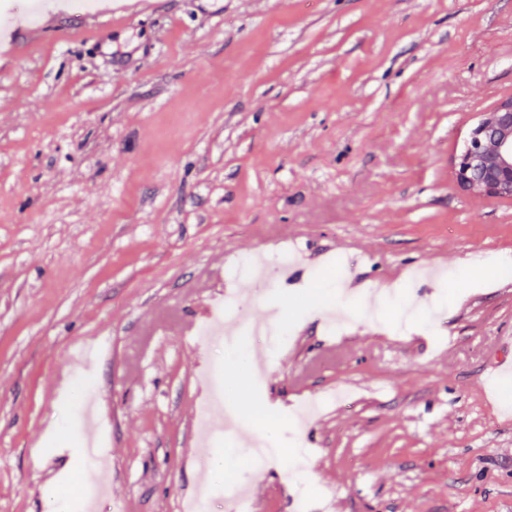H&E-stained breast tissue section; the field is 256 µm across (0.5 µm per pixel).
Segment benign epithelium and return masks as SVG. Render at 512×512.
Segmentation results:
<instances>
[{
  "label": "benign epithelium",
  "instance_id": "7a95c632",
  "mask_svg": "<svg viewBox=\"0 0 512 512\" xmlns=\"http://www.w3.org/2000/svg\"><path fill=\"white\" fill-rule=\"evenodd\" d=\"M455 176L465 189L512 199V98L498 103L472 130Z\"/></svg>",
  "mask_w": 512,
  "mask_h": 512
}]
</instances>
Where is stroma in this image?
Here are the masks:
<instances>
[{
  "instance_id": "obj_1",
  "label": "stroma",
  "mask_w": 512,
  "mask_h": 512,
  "mask_svg": "<svg viewBox=\"0 0 512 512\" xmlns=\"http://www.w3.org/2000/svg\"><path fill=\"white\" fill-rule=\"evenodd\" d=\"M16 17L0 57V512H182L224 481L195 449L223 345L194 347L237 257L320 254L318 282L257 297L293 328L236 394L252 512L294 496L344 512H512V200L463 189L472 127L512 97V0H155L122 31L81 28L65 0ZM432 276L403 332L390 288ZM342 302L350 352L316 310ZM95 437L57 374L92 340ZM331 402L249 461L258 409ZM67 449V479L29 464L33 438Z\"/></svg>"
}]
</instances>
